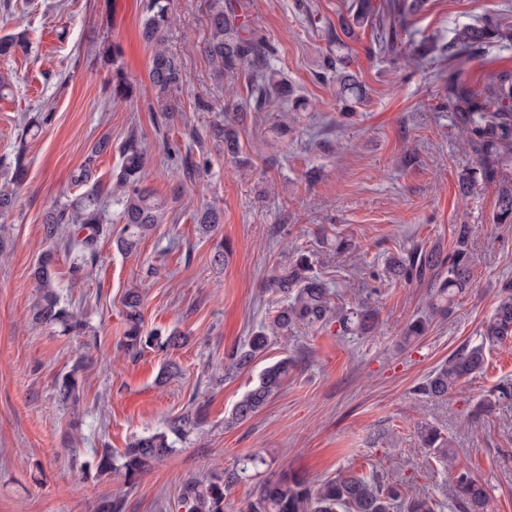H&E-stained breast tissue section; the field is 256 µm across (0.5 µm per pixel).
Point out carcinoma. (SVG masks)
<instances>
[{
	"mask_svg": "<svg viewBox=\"0 0 512 512\" xmlns=\"http://www.w3.org/2000/svg\"><path fill=\"white\" fill-rule=\"evenodd\" d=\"M421 6L422 0H389L385 8L379 9L366 0L353 14L339 20L340 35L336 36V44L344 45L343 38H352L355 29L369 27L376 35L380 52L395 62L399 60L401 33L408 32L406 20ZM240 7L236 0H210L209 38L205 51L217 78L246 75L249 109L259 112L270 99L287 96L288 85L272 66L274 53L265 36L257 29H246L238 23ZM170 21L171 0H146L142 34L152 46L149 80L156 102L167 119L173 117L172 94L184 81L180 59L166 46ZM496 43L511 45L512 28L503 27L499 14L494 13L476 24L454 29L446 43H430L426 53L448 61V107L454 112L455 124L464 134L466 145L477 158L476 166L457 174L459 194H470L480 181L496 185L497 200L492 221L512 224V180L505 178L507 166L512 164V72L496 73L480 88L469 85L463 76L464 63L470 54ZM30 49L29 37L24 30L0 37L1 57L19 51L26 55ZM321 67L333 76L336 98L343 105V116H350L353 104L363 94L357 75L347 70V60L340 55L324 59ZM109 93L114 100H128L136 95L135 85L119 67L113 70ZM50 120L49 114L36 112L25 121L11 176L0 186L1 216L13 210L17 189L26 180L25 141L37 135ZM206 136L221 142L225 155L234 158L239 154L235 123L214 124L208 128ZM110 149L111 139L98 140L88 150L84 165L74 176V183L84 191L68 203L48 208L43 216L46 237L63 241L65 250L73 257L71 276L74 282L88 279L99 265L98 241L101 236L115 234L117 249L131 252L163 221L164 202L143 185L146 156L135 137L130 136L119 145L122 162L112 171L108 186H102L98 180L92 181L94 162ZM114 195L121 206V227L115 233L106 223L105 216V201ZM194 220L202 232L210 233L222 223V215L218 209L205 206L196 211ZM472 233L471 225L457 224L452 247L447 251L422 242L401 249L388 260L389 277L396 283L427 288L432 309L445 310L458 296L474 287ZM54 265L55 253L49 249L41 253L32 268V277L39 290L31 309L32 318L40 324L58 326L66 334L81 335L87 326L61 305L56 292ZM265 287L279 296L282 306L269 322L260 325L246 345L230 354L227 367L231 371L249 368L266 349L271 337L285 336L297 326L320 330L335 323L346 335L356 331L365 333L373 326L374 314L364 305L354 308L335 304L333 292L303 254L273 266L266 276ZM124 307L126 328L121 346L127 355L134 357L149 348L174 349L186 341V336L176 330L164 333L144 329L142 297L138 289L126 291ZM428 326L429 318L416 317L403 328L404 340L409 342L425 335ZM509 339H512V282L500 289L492 314L482 324L480 342L476 345L467 343L455 351L448 362L433 371L418 387L419 394L432 400L448 399V394L459 388L467 377L483 368L486 348ZM292 367V359L285 357L265 368L258 383L235 405L231 422H243L257 414L280 390ZM80 370L82 364L79 363L57 383L58 401L77 403ZM509 401L512 402V379H505L477 401L472 415L476 418L488 415ZM198 416L197 412H187L172 421L167 430L141 435L120 453L110 448L102 449L97 453V471L133 487L156 462L173 453L174 441L170 436L184 438L197 429ZM420 435L424 447L446 460L448 466H453L454 456L448 448V439L437 428L423 425ZM264 465L266 461L262 456L245 454L224 474L190 483L182 497L186 512H224V499L231 488L251 479ZM452 480L456 490L454 507L458 512H490V495L470 470L455 469ZM446 507L447 503L410 491L378 472L364 477L342 471L318 482L284 472L256 486L244 501L241 512H444Z\"/></svg>",
	"mask_w": 512,
	"mask_h": 512,
	"instance_id": "carcinoma-1",
	"label": "carcinoma"
}]
</instances>
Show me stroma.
I'll return each instance as SVG.
<instances>
[{
  "mask_svg": "<svg viewBox=\"0 0 512 512\" xmlns=\"http://www.w3.org/2000/svg\"><path fill=\"white\" fill-rule=\"evenodd\" d=\"M11 2L0 36L27 30L32 48L0 59V75L10 82L0 92V177L13 161L26 113L52 118L28 138L27 178L14 209L0 217V512H97L115 498L124 501L123 512H185L187 482L224 473L248 453L265 457L264 479L290 471L317 482L345 470H378L449 500L448 465L418 433L425 423L445 435L457 464L486 483L493 512H512V403L469 416L482 395L512 377V341L487 349L483 371L447 400L413 393L461 345L478 341L499 289L512 281V224L492 221L496 187L478 185L464 200L458 195L457 174L476 157L435 69H393L374 53L368 29L338 47L330 32L360 0H242L246 24L265 34L274 66L307 106L287 112L275 99L263 116L248 114L234 160L219 143L197 138L223 122L227 105L246 97L243 77L212 74L204 52L207 0L173 2L167 45L187 83L173 94L177 110L169 120L148 77L144 0H38L31 10L23 0ZM493 8L512 18V0H425L409 20L402 51L412 55L425 39L450 37ZM106 44L118 47L117 66L137 87L132 101L116 104L109 96L117 66L101 61ZM339 53L350 57L366 89L348 121L332 83L320 77L324 56ZM503 70L512 71V48L497 46L476 50L465 76L478 86ZM131 135L147 153L145 186L166 202L162 223L129 254L101 238L97 273L77 286L66 251H58L61 302L88 330L74 336L33 323L31 270L52 245L44 212L78 195L71 177L88 147L106 136L115 145L96 161L104 181L121 163L118 143ZM171 151L206 165L185 177L168 161ZM206 203L223 215L208 235L192 218ZM458 224L476 228L475 286L449 311L433 312L420 286L388 281L377 296H365L364 266L383 272L389 255L416 241L449 248ZM340 238L350 249H337ZM219 240L232 249L221 266L213 261ZM299 252L310 256L338 303L369 304L374 330L343 336L299 327L273 339L249 370L226 374L227 355L275 313L276 297L264 288L268 269ZM132 287L143 296L145 328L180 330L184 346L125 354L123 296ZM425 315L426 335L403 343L406 323ZM84 355L90 366L78 404L59 402L57 379ZM286 356L296 366L280 392L249 420L230 423L261 372ZM170 364L174 375L158 381ZM197 406L198 432L176 441L136 486L98 474L97 451L123 450Z\"/></svg>",
  "mask_w": 512,
  "mask_h": 512,
  "instance_id": "obj_1",
  "label": "stroma"
}]
</instances>
